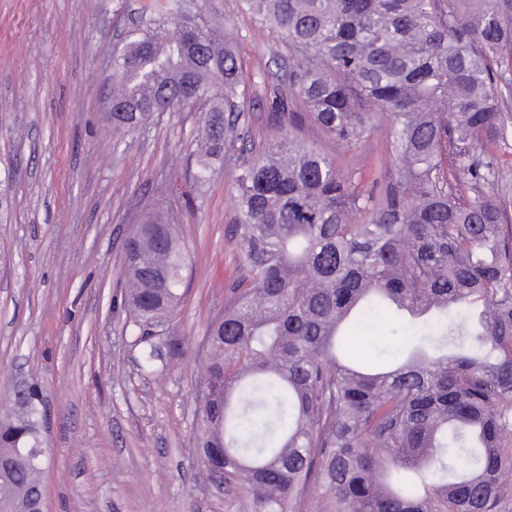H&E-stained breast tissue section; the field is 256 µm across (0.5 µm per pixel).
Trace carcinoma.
Masks as SVG:
<instances>
[{
  "label": "carcinoma",
  "instance_id": "obj_1",
  "mask_svg": "<svg viewBox=\"0 0 512 512\" xmlns=\"http://www.w3.org/2000/svg\"><path fill=\"white\" fill-rule=\"evenodd\" d=\"M277 35L309 116L346 148L388 123L395 178L360 173L291 133L251 143L241 65L181 0L128 29L112 60V129L205 101L195 182L236 172L241 291L208 330L196 383L198 462L256 512H290L312 485L336 512H504L512 472V228L483 194L512 113V0H239ZM271 108L303 113L274 96ZM141 326L178 305L186 256L156 215L125 244ZM431 311L404 362L373 371L336 347L392 311ZM141 368L167 362L145 331ZM38 390L0 418V502L32 512L42 487Z\"/></svg>",
  "mask_w": 512,
  "mask_h": 512
}]
</instances>
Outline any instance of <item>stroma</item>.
Returning a JSON list of instances; mask_svg holds the SVG:
<instances>
[{
    "instance_id": "obj_1",
    "label": "stroma",
    "mask_w": 512,
    "mask_h": 512,
    "mask_svg": "<svg viewBox=\"0 0 512 512\" xmlns=\"http://www.w3.org/2000/svg\"><path fill=\"white\" fill-rule=\"evenodd\" d=\"M163 3L0 0V163L14 170L0 215V416L19 382L38 386L47 512H254L245 490L198 467L194 447L207 329L240 276L233 171L194 181L201 112H157L121 135L106 119L123 32ZM183 3L193 19L223 20L255 143L290 131L365 180L394 175L385 123L344 149L312 121L275 118L271 95L296 97L289 63L237 0ZM156 213L179 225L187 258L181 303L153 329L177 349L161 377L140 370L139 329L124 304L125 239ZM402 343L401 332L373 324L356 355L378 366Z\"/></svg>"
}]
</instances>
